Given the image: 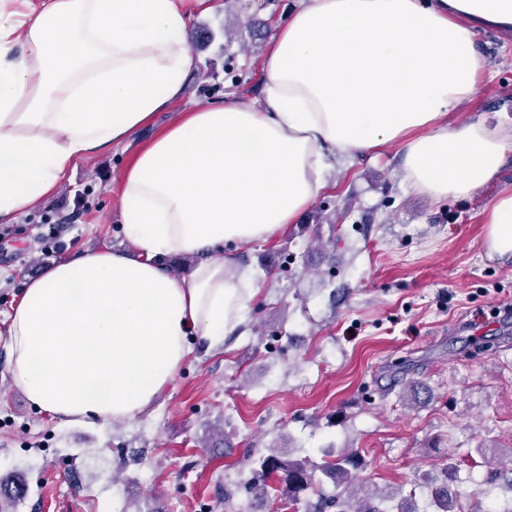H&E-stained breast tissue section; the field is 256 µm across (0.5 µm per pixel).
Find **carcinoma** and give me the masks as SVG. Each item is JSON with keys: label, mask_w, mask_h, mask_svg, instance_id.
<instances>
[{"label": "carcinoma", "mask_w": 512, "mask_h": 512, "mask_svg": "<svg viewBox=\"0 0 512 512\" xmlns=\"http://www.w3.org/2000/svg\"><path fill=\"white\" fill-rule=\"evenodd\" d=\"M252 475L248 488L259 495H267L273 488L288 501L297 503L307 492L321 496V502L314 512H326L336 507L338 512H384L380 509L370 485L357 478L359 464L353 453L340 451L316 463L306 457L290 458L274 452L251 459ZM451 466L443 468V479L433 487V498L438 512H456L458 501L456 491L448 486V472ZM334 483L336 494L323 496L321 478Z\"/></svg>", "instance_id": "obj_1"}]
</instances>
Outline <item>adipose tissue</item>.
<instances>
[{
    "label": "adipose tissue",
    "instance_id": "obj_1",
    "mask_svg": "<svg viewBox=\"0 0 512 512\" xmlns=\"http://www.w3.org/2000/svg\"><path fill=\"white\" fill-rule=\"evenodd\" d=\"M210 0H0V223L37 209L77 160L183 98L182 39ZM512 28V0H301L263 58L265 100L184 113L125 168L134 252L82 253L26 283L0 319L10 377L62 423L132 421L193 352L223 345L254 286L220 253L270 238L326 187L336 158L398 146L404 181L439 203L490 184L512 128L449 125L484 62L477 29ZM27 47L13 53L16 42ZM512 253V188L486 214ZM200 255L187 273L164 257Z\"/></svg>",
    "mask_w": 512,
    "mask_h": 512
}]
</instances>
